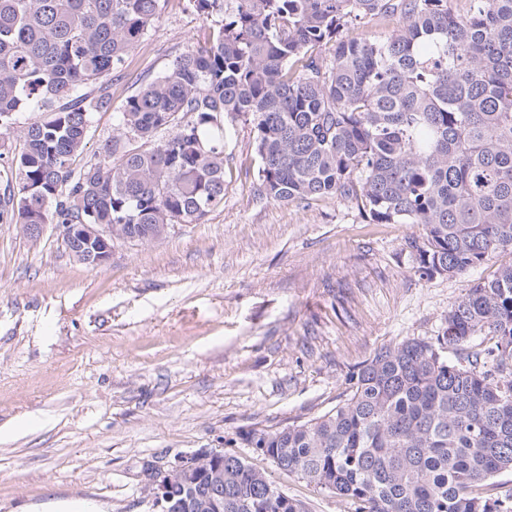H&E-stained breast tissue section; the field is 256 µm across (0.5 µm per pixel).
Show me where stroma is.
<instances>
[{
	"label": "stroma",
	"mask_w": 512,
	"mask_h": 512,
	"mask_svg": "<svg viewBox=\"0 0 512 512\" xmlns=\"http://www.w3.org/2000/svg\"><path fill=\"white\" fill-rule=\"evenodd\" d=\"M204 33L185 0H167L113 78L85 158L139 79ZM258 165L251 125L227 126L223 209L150 243L114 242L98 267L66 252L55 225L31 237L0 224V427H16L0 439V512H152L147 465L202 448L242 456L308 512H354L242 433L328 412L375 352L437 336L512 254L422 278L417 225L367 223L336 197L267 200Z\"/></svg>",
	"instance_id": "1"
}]
</instances>
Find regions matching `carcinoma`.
Instances as JSON below:
<instances>
[{"label":"carcinoma","instance_id":"cac0c4a2","mask_svg":"<svg viewBox=\"0 0 512 512\" xmlns=\"http://www.w3.org/2000/svg\"><path fill=\"white\" fill-rule=\"evenodd\" d=\"M165 2L0 0V224H110L141 243L199 224L224 207V124L244 119L261 196L340 197L371 224L421 226L422 278L512 252V0L463 14L450 0H186L208 33L142 80L76 165ZM387 16L389 36H343ZM241 439L355 512H512V491L483 492L512 471V262L438 336L377 351L335 408ZM202 483L224 512H305L234 453Z\"/></svg>","mask_w":512,"mask_h":512}]
</instances>
